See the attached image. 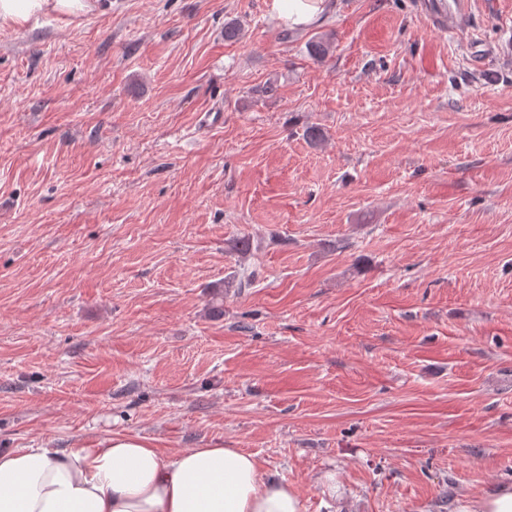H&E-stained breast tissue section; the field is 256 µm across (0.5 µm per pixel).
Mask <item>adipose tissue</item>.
<instances>
[{"instance_id":"ef3b65f1","label":"adipose tissue","mask_w":512,"mask_h":512,"mask_svg":"<svg viewBox=\"0 0 512 512\" xmlns=\"http://www.w3.org/2000/svg\"><path fill=\"white\" fill-rule=\"evenodd\" d=\"M333 0H273L278 21L305 28ZM100 0H0V31L38 16L97 13ZM0 512H304L288 482L262 474L254 455L217 444L165 453L115 433L73 448L0 451Z\"/></svg>"}]
</instances>
